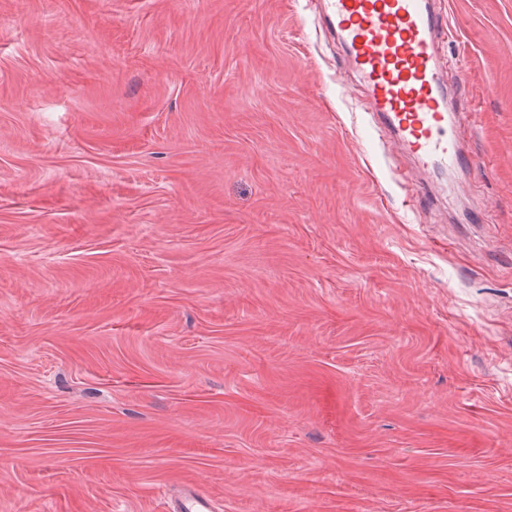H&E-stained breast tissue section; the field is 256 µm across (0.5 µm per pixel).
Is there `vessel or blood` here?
<instances>
[{
	"instance_id": "vessel-or-blood-1",
	"label": "vessel or blood",
	"mask_w": 512,
	"mask_h": 512,
	"mask_svg": "<svg viewBox=\"0 0 512 512\" xmlns=\"http://www.w3.org/2000/svg\"><path fill=\"white\" fill-rule=\"evenodd\" d=\"M325 15L368 86L370 108L421 163L458 164L459 123L446 105L444 28L430 0H325ZM194 486L177 489L172 512H211Z\"/></svg>"
}]
</instances>
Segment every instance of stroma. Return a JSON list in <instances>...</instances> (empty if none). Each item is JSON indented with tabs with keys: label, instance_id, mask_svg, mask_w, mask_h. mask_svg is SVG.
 Listing matches in <instances>:
<instances>
[{
	"label": "stroma",
	"instance_id": "1",
	"mask_svg": "<svg viewBox=\"0 0 512 512\" xmlns=\"http://www.w3.org/2000/svg\"><path fill=\"white\" fill-rule=\"evenodd\" d=\"M432 6L450 181L322 0H0V512H512V0ZM177 498L172 512H211L212 502L208 496L194 486L184 484L177 488Z\"/></svg>",
	"mask_w": 512,
	"mask_h": 512
}]
</instances>
